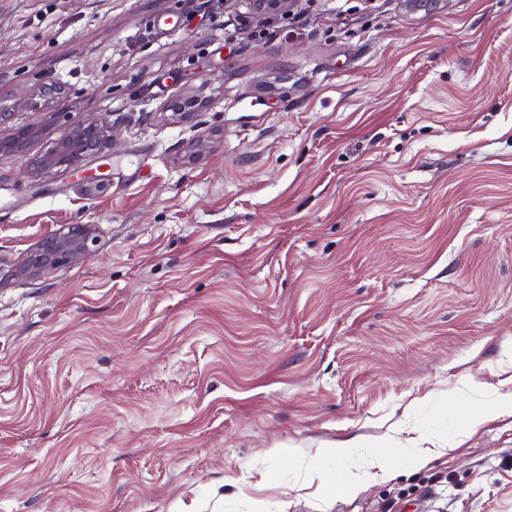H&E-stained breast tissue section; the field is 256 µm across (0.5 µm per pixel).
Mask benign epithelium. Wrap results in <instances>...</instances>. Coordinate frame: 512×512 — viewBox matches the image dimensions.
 <instances>
[{"mask_svg":"<svg viewBox=\"0 0 512 512\" xmlns=\"http://www.w3.org/2000/svg\"><path fill=\"white\" fill-rule=\"evenodd\" d=\"M197 106L196 99L181 97L169 102L167 108L175 115H186ZM39 136L40 129L35 126L20 127L12 138L0 141V154L16 152ZM112 140L113 126L103 118L93 119L63 132L54 145L35 160V168L76 170L86 159L104 153ZM97 242L96 225L70 224L60 232L41 238L22 261L13 265V274L23 279L41 276L84 258Z\"/></svg>","mask_w":512,"mask_h":512,"instance_id":"obj_1","label":"benign epithelium"}]
</instances>
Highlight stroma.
I'll list each match as a JSON object with an SVG mask.
<instances>
[{
  "mask_svg": "<svg viewBox=\"0 0 512 512\" xmlns=\"http://www.w3.org/2000/svg\"><path fill=\"white\" fill-rule=\"evenodd\" d=\"M291 9L0 0V512H512V411L457 422L512 392V0ZM96 118L102 192L34 170ZM337 443L400 472L325 495ZM40 133V129L35 126L16 129L12 138L0 141V154H10L19 151L28 143L37 139ZM96 225L70 224L62 231L41 238L21 261L13 265V274L29 279L87 256L97 245Z\"/></svg>",
  "mask_w": 512,
  "mask_h": 512,
  "instance_id": "1",
  "label": "stroma"
}]
</instances>
